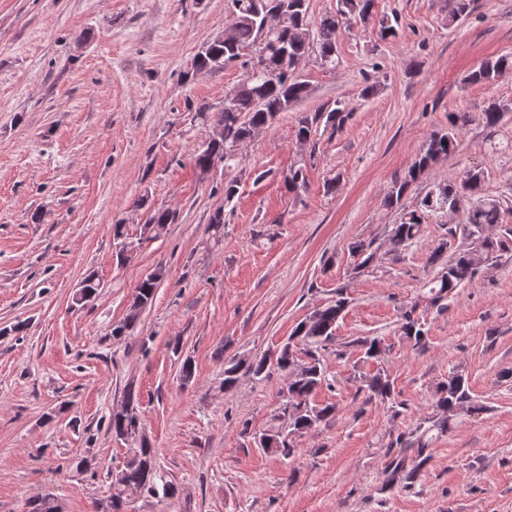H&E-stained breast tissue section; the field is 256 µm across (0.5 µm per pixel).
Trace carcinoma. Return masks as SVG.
Returning <instances> with one entry per match:
<instances>
[{
	"instance_id": "cac0c4a2",
	"label": "carcinoma",
	"mask_w": 512,
	"mask_h": 512,
	"mask_svg": "<svg viewBox=\"0 0 512 512\" xmlns=\"http://www.w3.org/2000/svg\"><path fill=\"white\" fill-rule=\"evenodd\" d=\"M228 2L225 29L229 30V37L218 35L206 42L184 72V77L188 78L198 72L229 66L242 71L234 98L221 108L216 110L204 101L187 104L189 111L213 121L207 147L194 154L195 167L202 174L210 170L216 160L226 171L237 169L243 157L237 153L236 145L242 140L255 141L280 113L307 96L308 84L298 74V64L313 55L322 67L336 69L338 34L354 24L366 25L372 20L377 5V0H336V9L322 15L312 33L308 0ZM511 69L512 58L501 56L481 63L468 73L466 81L489 82ZM504 112L506 106L493 102L481 113L489 135L498 132ZM351 118L352 112L336 100L313 113L299 115L296 137L306 145L314 140L319 128L337 133ZM469 122L467 112L448 113V128L432 133L422 144L407 174L395 180L383 199V206L398 211L399 221L392 225L385 244L356 240L348 246L349 254L355 259L353 271L359 274L373 266L379 253L396 255L410 246L420 236L428 216L446 217L452 207L465 214V221L460 224L442 223L441 237L427 256V264L436 269V273L427 283V291L401 310L400 331L416 345H424L427 339V330L416 316L417 310L444 308V301L477 274L480 263H495L512 252V224L505 220V214L512 208L498 200L480 197L487 176V169L482 166L467 170L458 180L435 181L412 204L404 202L411 185L455 151L460 133ZM135 206L144 210L143 233L148 239L159 237L168 225L178 220L176 210L153 206L145 195ZM209 228L214 242L224 238L223 209L210 215ZM165 275V268L158 266L138 282L125 317L112 327V337L120 338L133 329L141 312L153 302ZM348 305L347 287L341 285L336 288V299L314 308L296 325L290 341L277 349L276 359L232 357L224 362L226 391L235 387L242 371L257 377L267 375L275 367L284 374L282 403L261 434L266 452L292 457L297 447L295 437L313 430L336 412L334 404H316L312 395L327 383L323 352L336 342V325ZM349 345L359 348L367 361H377L384 354L381 339L377 337H357ZM360 380L368 397L395 404L393 381L387 374H365ZM477 409L479 406L474 403L464 377L457 372L450 373L437 387L430 415L387 444L384 485L414 484L430 460L429 449L433 443L452 430L462 411ZM105 422L113 437L134 445L122 465L110 474L107 504H98L100 512H123L128 489L154 492L161 475L155 449L142 437L144 425L138 411V395L133 388L125 392L123 409L110 412ZM27 512H61V506L51 497H35L28 500Z\"/></svg>"
}]
</instances>
